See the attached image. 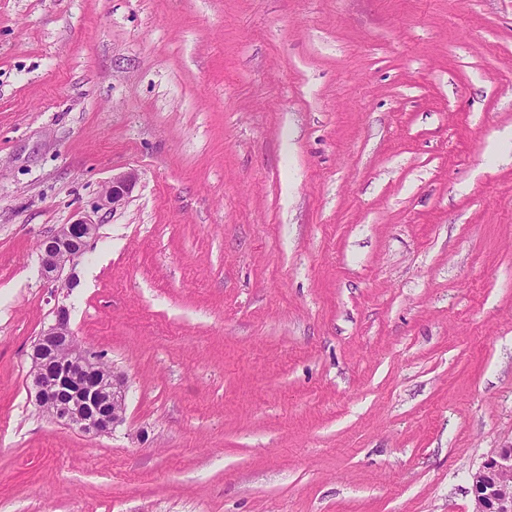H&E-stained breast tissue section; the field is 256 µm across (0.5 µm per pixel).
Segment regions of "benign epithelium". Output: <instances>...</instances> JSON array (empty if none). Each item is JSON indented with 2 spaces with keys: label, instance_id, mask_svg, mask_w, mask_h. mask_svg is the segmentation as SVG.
Listing matches in <instances>:
<instances>
[{
  "label": "benign epithelium",
  "instance_id": "1",
  "mask_svg": "<svg viewBox=\"0 0 512 512\" xmlns=\"http://www.w3.org/2000/svg\"><path fill=\"white\" fill-rule=\"evenodd\" d=\"M138 175L112 176L100 193L98 209L114 210L131 197ZM99 223L80 216L52 233L40 246L42 274L70 287L62 278L66 264L86 253L98 237ZM32 390L37 406L52 420L86 433H109L125 422L129 381L117 367L101 368V360L78 344L68 310L57 309L55 320L34 341L30 353ZM512 476V445L495 448L471 474L473 512H512V493L504 481Z\"/></svg>",
  "mask_w": 512,
  "mask_h": 512
}]
</instances>
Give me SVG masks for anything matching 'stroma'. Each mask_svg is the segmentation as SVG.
<instances>
[{"label": "stroma", "mask_w": 512, "mask_h": 512, "mask_svg": "<svg viewBox=\"0 0 512 512\" xmlns=\"http://www.w3.org/2000/svg\"><path fill=\"white\" fill-rule=\"evenodd\" d=\"M61 305L115 432L30 398ZM509 445L512 0H0V512H473ZM137 181L138 175L134 171L112 175V180L106 182L102 188L97 208L113 212L124 205L130 199ZM98 230L99 223L89 216H80L58 228L41 243L42 274L54 281L61 280L66 264L86 253L90 243L98 237Z\"/></svg>", "instance_id": "stroma-1"}]
</instances>
